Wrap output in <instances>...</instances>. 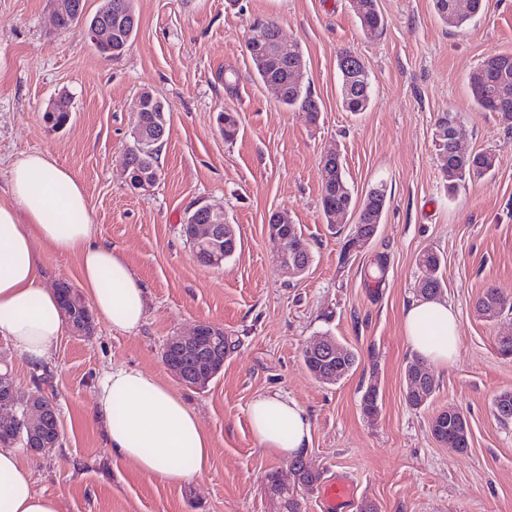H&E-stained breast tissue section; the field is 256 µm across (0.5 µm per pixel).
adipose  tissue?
Returning <instances> with one entry per match:
<instances>
[{
  "mask_svg": "<svg viewBox=\"0 0 512 512\" xmlns=\"http://www.w3.org/2000/svg\"><path fill=\"white\" fill-rule=\"evenodd\" d=\"M8 195L9 203H0V337L34 368L47 363L60 343L66 321L57 293L42 284L43 246L78 254L81 286L95 314L136 332L147 310L146 288L111 245L96 240L78 178L49 154L34 152L13 164ZM402 320L412 354L437 366L458 358L461 338L447 301H411ZM92 417L112 450L149 477L180 484L209 465L212 439L196 413L141 369L103 371ZM249 417L261 448L274 456L301 454L310 443L308 415L293 399L258 396ZM0 512H60L58 497L36 492L29 469L8 447L0 448Z\"/></svg>",
  "mask_w": 512,
  "mask_h": 512,
  "instance_id": "adipose-tissue-1",
  "label": "adipose tissue"
}]
</instances>
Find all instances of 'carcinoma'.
I'll return each instance as SVG.
<instances>
[{"label":"carcinoma","instance_id":"carcinoma-1","mask_svg":"<svg viewBox=\"0 0 512 512\" xmlns=\"http://www.w3.org/2000/svg\"><path fill=\"white\" fill-rule=\"evenodd\" d=\"M483 0H470L469 10L457 17L453 24L456 29L465 28L471 19L482 9ZM362 13L357 15L360 28L364 35L376 36L384 27V18L380 14L377 0H361ZM121 19V24L126 30H137L138 19L129 0H112L111 19ZM300 60H288L282 66H273L258 73L261 82L277 83L283 88V96L280 103L286 108L307 114L309 120L317 122L321 106L311 91L302 83L294 81L292 71L298 66ZM337 67L340 74V95L343 107L346 111L354 114L365 112L372 101V83L368 71L362 68L350 51L340 53L337 60ZM468 85L474 105L483 112H493L506 128L512 129V54H497L484 59L476 69L470 73ZM457 118V113L448 111L441 113L435 123V146L443 153L444 163L441 165V175L444 187L448 193H454L460 184L466 179H480L485 176L493 167L492 154L479 152L466 156L455 154L451 143L448 140V122ZM133 147L123 155L124 160L131 165L130 180H135L142 171L150 166H158V152L143 154L136 152ZM329 170L331 178L325 181L321 188V205L323 213L327 214L332 210L353 206V193L346 180L343 161L336 155L324 163ZM389 198L388 195H374L366 198L363 202L361 222L355 225V235L373 238L377 233L376 225L372 224V214L377 211L386 210ZM286 246L291 254L301 263L311 261V254L308 243L303 236L301 226L298 224H287L284 226ZM444 281L442 276L435 275L426 287L419 289V296L423 299H435L442 294ZM61 300L67 302L74 299L70 304V317L68 325L70 330L77 334H88L84 328L88 309L83 298L70 285L65 284L58 289ZM512 310V301L501 295L497 289L488 287L476 303L478 316L485 320H493L505 309ZM342 357L328 360L323 356H310L303 354V361L311 373L332 375L340 381L352 370L357 361L355 352L347 347L340 346ZM178 364L182 373V382L187 385H196V380L202 371V362L199 356L191 351L183 353L178 358ZM424 396L416 394L406 395V401L414 408L426 405L433 396L436 389V382L432 375H427L421 382ZM19 407L17 408L18 420L8 427V433L17 439L16 447L25 448L27 444L34 441L31 432L23 415L29 396L15 390ZM362 413L367 417H373L378 412L377 389L369 386L361 398ZM288 468L293 474L292 489L286 493L278 491L276 473L268 475L267 490L270 496L278 500L282 512H302L300 492L313 487L319 480L320 475L303 466L302 457L298 456L288 463Z\"/></svg>","mask_w":512,"mask_h":512}]
</instances>
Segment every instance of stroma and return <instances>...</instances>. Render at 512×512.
<instances>
[{
    "label": "stroma",
    "instance_id": "stroma-1",
    "mask_svg": "<svg viewBox=\"0 0 512 512\" xmlns=\"http://www.w3.org/2000/svg\"><path fill=\"white\" fill-rule=\"evenodd\" d=\"M382 34L365 37L350 0H133L139 23L121 59H104L81 27L57 29L52 0H0V201L12 165L49 153L81 182L98 240L111 244L141 278L148 307L126 333L95 321L91 335L65 333L47 368L63 427L45 456L23 455L37 490L60 499L61 512H279L267 476L286 459L263 451L248 406L277 392L308 413L312 440L304 459L321 475L303 491L304 512H326L325 484L344 478L378 512H512V425L492 411L512 391V359L497 352L512 313L479 318L488 287L512 297V133L494 113L477 111L467 83L487 56L512 52V0H484L462 30L437 15L433 0H377ZM271 19L285 43L298 44L303 82L321 102L317 122L285 109L257 77L245 43L254 20ZM354 52L372 81L373 99L346 112L337 57ZM235 72L234 90L224 86ZM150 90L170 111L160 178L131 189L122 155L133 142V104ZM68 94L65 129L44 119ZM236 112L240 130L225 141L219 117ZM461 116L463 152L486 151L494 166L454 195L443 188L434 146L439 113ZM336 148L355 200L383 184L390 201L376 236L349 244L353 227L327 223L321 208V157ZM223 209L235 224L236 253L221 266L193 257L182 226L196 204ZM300 224L312 261L300 277L282 273L270 215ZM443 260L448 300L457 314V360L433 368L426 406L405 399L412 359L402 332L405 302L427 272L419 254ZM388 258L379 294L364 284L378 254ZM223 328L237 347L208 385L184 384L167 369V338L199 321ZM351 347L358 362L336 384L314 378L304 349L322 335ZM131 366L155 376L194 410L212 438L208 468L171 485L119 458L92 416L97 376ZM376 386L377 416L360 401ZM458 409L470 424L465 452L442 446L431 419Z\"/></svg>",
    "mask_w": 512,
    "mask_h": 512
}]
</instances>
